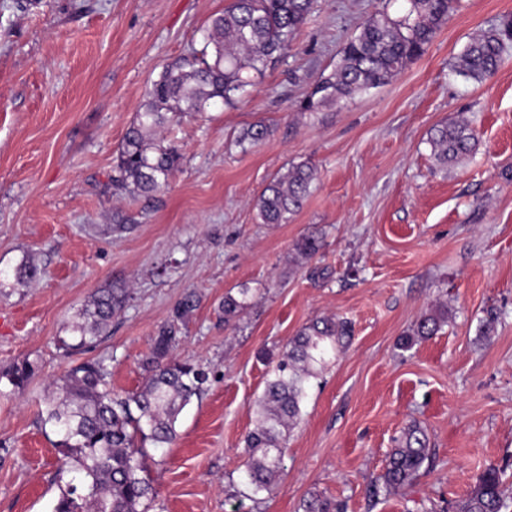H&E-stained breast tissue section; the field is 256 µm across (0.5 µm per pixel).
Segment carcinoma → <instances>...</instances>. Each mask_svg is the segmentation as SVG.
<instances>
[{
	"label": "carcinoma",
	"instance_id": "carcinoma-1",
	"mask_svg": "<svg viewBox=\"0 0 512 512\" xmlns=\"http://www.w3.org/2000/svg\"><path fill=\"white\" fill-rule=\"evenodd\" d=\"M314 0H230L213 16L202 36L201 48L166 65L151 84L136 121L113 159L112 187L131 198L150 196L169 187L181 154L160 135L166 124L191 112H204L220 102L233 107L256 85L268 68L291 47L297 31L311 13ZM400 18L377 12L363 23L341 51L334 70L313 85L303 109L316 111L349 101L383 86L417 60L458 0H407ZM512 48V15L498 25L475 34L456 57L454 70L468 81L481 83L493 76ZM262 122L242 132L240 145H253L266 137ZM431 152L440 164L460 162L476 149L477 136L468 121L457 119L433 127ZM317 179L308 163L291 164L278 172L258 197L255 207L262 224H286L302 207ZM320 240L302 237L297 256L310 258ZM40 269L30 256L23 257L16 276L21 283L38 277ZM248 290L224 296V321L247 307ZM131 292L124 283L98 289L65 324L68 336L58 339L68 354L90 349L106 332L112 318L121 314ZM197 308L195 293H186L173 307L171 320L152 339L141 360L145 384L136 391L112 389L104 362L87 359L73 364L53 381L54 390L44 399L42 424L58 436L56 447L63 464L75 476L61 490L53 512H151L155 491L151 460L146 447L164 448L176 439L182 411L200 397L209 381L208 372L188 360L173 358L181 326ZM448 322L442 310L424 314L413 333L400 340L408 350L416 341L434 335ZM346 325L320 317L305 325L280 353L257 401L259 424L245 438L248 462L244 484L252 494L269 492L281 475L286 437L296 425L305 384L326 363L328 349L345 334ZM38 370L27 357L0 372V383L10 392H23ZM423 430L411 426L398 446L391 449L384 473L371 484L374 497L412 483L430 464ZM503 471L489 467L478 477L471 492L454 504V512H504L508 508ZM303 512H342L340 505L312 494Z\"/></svg>",
	"mask_w": 512,
	"mask_h": 512
}]
</instances>
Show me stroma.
Returning <instances> with one entry per match:
<instances>
[{
  "instance_id": "35a3bbf8",
  "label": "stroma",
  "mask_w": 512,
  "mask_h": 512,
  "mask_svg": "<svg viewBox=\"0 0 512 512\" xmlns=\"http://www.w3.org/2000/svg\"><path fill=\"white\" fill-rule=\"evenodd\" d=\"M228 2L0 0V370L25 357L39 364L23 394L0 387V512H52L69 481L38 408L73 362L58 345L63 324L116 281L132 298L89 355L118 390L143 385L157 330L186 292L199 299L174 355L210 381L175 443L151 451L154 512H302L313 493L346 512H452L490 466L512 487V52L479 84L453 67L472 36L512 14V0H459L389 84L303 112L309 87L367 16L405 9V0H314L293 47L237 107L166 129L183 155L166 191L118 194L112 159L147 87ZM458 117L478 149L439 168L429 132ZM257 121L268 135L242 147ZM301 162L317 170L302 208L288 223H260L258 196ZM118 213L131 231L106 233ZM312 233L318 253L297 257ZM26 254L42 276L19 284ZM243 288L249 307L225 321V294ZM440 304L447 324L401 349ZM490 308L499 319L485 338ZM324 316L351 333L306 384L277 488L249 498L255 401L280 350ZM414 423L432 468L371 497L395 438Z\"/></svg>"
}]
</instances>
